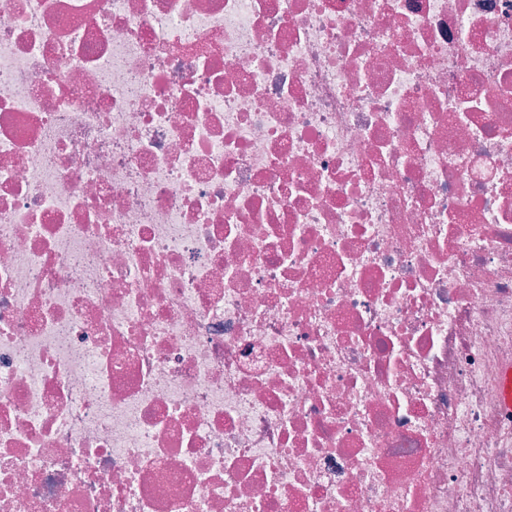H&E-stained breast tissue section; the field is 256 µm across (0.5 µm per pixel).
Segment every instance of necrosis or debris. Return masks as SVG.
Returning <instances> with one entry per match:
<instances>
[{
  "mask_svg": "<svg viewBox=\"0 0 512 512\" xmlns=\"http://www.w3.org/2000/svg\"><path fill=\"white\" fill-rule=\"evenodd\" d=\"M512 0H0V512H512Z\"/></svg>",
  "mask_w": 512,
  "mask_h": 512,
  "instance_id": "1",
  "label": "necrosis or debris"
}]
</instances>
